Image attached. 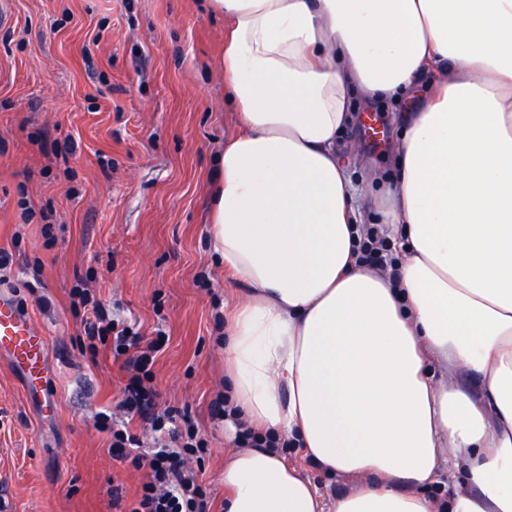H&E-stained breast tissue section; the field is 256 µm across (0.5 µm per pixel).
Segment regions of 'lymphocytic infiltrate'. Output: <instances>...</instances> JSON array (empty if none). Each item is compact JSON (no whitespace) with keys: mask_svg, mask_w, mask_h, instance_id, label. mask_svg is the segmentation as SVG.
<instances>
[{"mask_svg":"<svg viewBox=\"0 0 512 512\" xmlns=\"http://www.w3.org/2000/svg\"><path fill=\"white\" fill-rule=\"evenodd\" d=\"M358 260L362 265L383 270L397 264L390 241L372 224L366 226L360 237ZM71 295L89 310L84 325L88 339L124 360L130 378L119 402L120 409L139 417L157 435V447L144 451L138 436L126 425L113 423L105 413L98 417L100 430L112 435L113 457L130 462L144 474L140 492L128 512H211L210 498L199 475L187 464L188 459L207 453L206 440L180 410L155 409L157 392L151 367L153 355L161 346L160 339L147 343L131 327L119 326L85 289L73 288Z\"/></svg>","mask_w":512,"mask_h":512,"instance_id":"f902f5d3","label":"lymphocytic infiltrate"}]
</instances>
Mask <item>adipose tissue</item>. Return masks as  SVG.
Listing matches in <instances>:
<instances>
[{"label": "adipose tissue", "instance_id": "adipose-tissue-1", "mask_svg": "<svg viewBox=\"0 0 512 512\" xmlns=\"http://www.w3.org/2000/svg\"><path fill=\"white\" fill-rule=\"evenodd\" d=\"M224 16V144L208 233L246 287L224 354L281 453L224 460L226 512H512V0H207ZM378 202L397 274L357 261L336 157L356 105L417 86ZM479 377V394L456 385ZM468 485L421 495L458 462Z\"/></svg>", "mask_w": 512, "mask_h": 512}]
</instances>
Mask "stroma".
Here are the masks:
<instances>
[{"instance_id":"1","label":"stroma","mask_w":512,"mask_h":512,"mask_svg":"<svg viewBox=\"0 0 512 512\" xmlns=\"http://www.w3.org/2000/svg\"><path fill=\"white\" fill-rule=\"evenodd\" d=\"M0 22V293L47 341L49 413L0 356V499L8 512H126L143 474L113 459L96 416L128 374L91 352L84 284L113 318L165 339L153 366L157 407L187 411L208 444L200 478L224 501V456L239 427L223 398L224 335L238 285L224 278L207 225L215 162L237 123L224 101V18L204 0H7ZM336 142L373 213L394 171L389 145ZM372 166L363 169L361 157Z\"/></svg>"}]
</instances>
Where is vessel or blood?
<instances>
[{"label":"vessel or blood","mask_w":512,"mask_h":512,"mask_svg":"<svg viewBox=\"0 0 512 512\" xmlns=\"http://www.w3.org/2000/svg\"><path fill=\"white\" fill-rule=\"evenodd\" d=\"M46 341L37 333L27 313L14 300L0 294V354H7L26 377L30 393H39L43 381Z\"/></svg>","instance_id":"b4317fda"}]
</instances>
